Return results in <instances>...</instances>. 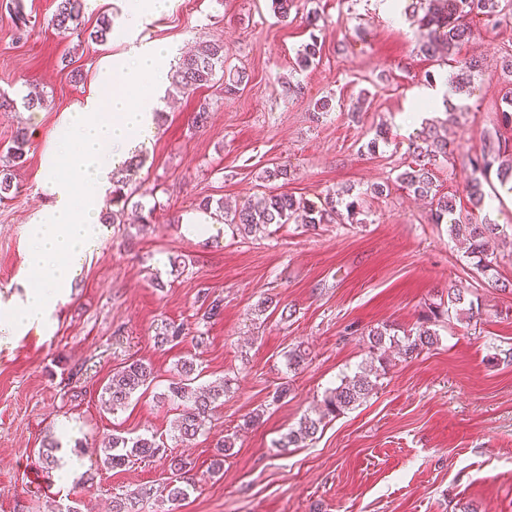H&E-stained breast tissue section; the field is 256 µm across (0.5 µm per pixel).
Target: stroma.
Here are the masks:
<instances>
[{"instance_id": "35a3bbf8", "label": "stroma", "mask_w": 512, "mask_h": 512, "mask_svg": "<svg viewBox=\"0 0 512 512\" xmlns=\"http://www.w3.org/2000/svg\"><path fill=\"white\" fill-rule=\"evenodd\" d=\"M82 2L74 34L52 27L57 0H0V93L13 101L0 109V151L18 131L28 139L26 160L13 169L15 190L0 201L2 298L23 291L28 227L51 202L46 157L68 113L100 95L101 69L151 43L177 57L218 39L225 70L246 72L248 81L232 95L220 80L190 96L164 83L162 117L129 185L134 200L154 206L152 223L102 225L101 244L52 325L0 345V512H58L73 499L81 512H110L114 495L168 481V462L158 456L101 466L99 446L113 433L154 437L193 462L199 487L177 512H512V362L503 359L512 352V249L498 250L509 291L489 287L447 225L432 223L426 204L394 183L412 161L409 142L429 120L446 118L443 104L423 106L425 72L440 83L452 74L420 53L406 0H296L297 13L285 21L270 0H172L167 12L135 24L130 0ZM312 7L321 15L322 53L296 73ZM104 17L112 22L107 42L89 43ZM474 29L459 57L512 53V21ZM289 75L301 94L284 93ZM33 89L45 103L30 110L23 98ZM471 90L448 127L459 156L479 151L484 132L498 124L499 72L480 73ZM327 96L334 109L313 121ZM203 102L210 112L197 128L193 113ZM381 125L388 140L369 151ZM276 164L296 171L288 192L313 201L345 185L392 188L367 198L360 224H274L258 239L182 233L180 218L197 213L203 198L238 207L266 192L263 172ZM176 256L184 273L173 269ZM452 284L477 296L479 317L439 322L438 346L392 362L366 402L328 421L308 446L276 448L326 389L368 361L362 330L412 327ZM206 290L223 297L224 312L205 326L204 344L187 337L155 345L162 323H195L196 297ZM267 297L292 307V317H256ZM299 344L309 356L293 373L285 353ZM182 358L195 359L199 383L228 385L209 430L184 443L173 437L175 406L159 399ZM136 359L153 365L155 381L124 409L101 408L97 392L108 375ZM284 384L287 396L276 397ZM256 409L263 417L247 424ZM228 434L237 437L234 453L211 475L215 446ZM48 438L60 442L58 458L78 467L65 481L50 470L47 490L32 491L27 472L39 469Z\"/></svg>"}]
</instances>
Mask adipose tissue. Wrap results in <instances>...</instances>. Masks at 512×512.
<instances>
[{"instance_id": "1", "label": "adipose tissue", "mask_w": 512, "mask_h": 512, "mask_svg": "<svg viewBox=\"0 0 512 512\" xmlns=\"http://www.w3.org/2000/svg\"><path fill=\"white\" fill-rule=\"evenodd\" d=\"M170 52L162 44L141 49L117 70H102L109 98L69 113L67 133L46 164L45 186L54 199L28 231L26 275L31 286L0 307V338L10 340L49 325L86 258L100 244L101 199L112 170L154 134L160 79Z\"/></svg>"}]
</instances>
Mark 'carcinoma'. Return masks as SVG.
<instances>
[{
	"mask_svg": "<svg viewBox=\"0 0 512 512\" xmlns=\"http://www.w3.org/2000/svg\"><path fill=\"white\" fill-rule=\"evenodd\" d=\"M80 0H59L52 18L53 26L58 30H75L79 22ZM424 9L420 18V50L434 58L446 51L448 62L459 71V78L451 81V91L456 94H471V77L482 72L479 61L473 58H455L453 50L473 35L472 17L481 16L485 21L499 24L512 17V0H411L406 10L415 13ZM321 45L315 34H310V42L297 53L294 71H304L320 57ZM227 51L224 44L217 41L202 40L188 54L182 56L173 70V83L185 93H193L216 80L218 73L224 72ZM27 138L20 132L5 156L6 164L0 166V200L12 187L10 168L23 162ZM413 165L397 176L401 187L417 197L427 198L431 204V221L434 224H448V236L451 241L465 246L466 258L472 269L487 282L495 285L497 278V257L489 253V245L505 235L503 227L487 220L477 221L456 215V197L445 193L437 184L435 170L454 159L453 151L448 149L447 137L436 128L422 130L418 139L410 144ZM140 161L130 159L125 162V175L112 182L109 202L122 205V208L107 211L101 215L104 224H115L124 214L125 207L133 205L141 210V202L130 203L124 192L125 184L137 174ZM465 166L470 168L473 178L469 184V202L472 208H481L484 201L483 183L489 182L490 175L502 185L512 182V140L504 137L499 128L484 133L479 152L466 155ZM512 191V185H508ZM365 198L353 193V188L342 187L313 202L286 192L273 190L243 204L241 208L224 216V224L234 234L243 237L255 236L271 224H303L314 227L329 224L334 219L345 220L350 224H360L358 215L363 212ZM501 284V283H499ZM507 288L506 284H501ZM201 312L196 325H206L219 317L223 310V299L208 292L198 296ZM454 312L457 319H473L475 302L467 298V293L458 288L448 289L447 301L428 304L413 327L402 332L388 326L373 328L366 335V344L373 363L351 375H345L340 383L325 392L321 410L315 415H305L298 426L291 428L277 441L278 447L286 451L300 448L306 442L315 439L325 419L336 417L366 401L377 388L378 381L385 374L387 363L392 354L402 359L418 357L424 350L438 344L439 336L436 322L443 316ZM189 327L184 323H165L155 336L160 346L174 344L188 334ZM177 374L171 380L167 391L160 394L162 401L176 405L179 410L176 429L178 437L190 441L205 429L206 421L211 418L216 404L224 397L225 385L195 386L197 377L195 363L184 359L177 364ZM154 380L153 368L141 360L132 361L112 372L102 385L98 394L100 405L109 411L124 407L132 396ZM235 447V436L227 435L217 445L218 457L211 463V473L221 470L226 452ZM103 464L118 468L131 462V459L150 458L164 455L165 449L154 438H127L112 434L107 445L101 449ZM169 469L174 479L159 490L152 485H142L128 493L117 494L112 498V512H135V505L152 498L162 499L174 508L185 501L196 490L191 472L192 462L181 456L169 459Z\"/></svg>",
	"mask_w": 512,
	"mask_h": 512,
	"instance_id": "obj_1",
	"label": "carcinoma"
}]
</instances>
